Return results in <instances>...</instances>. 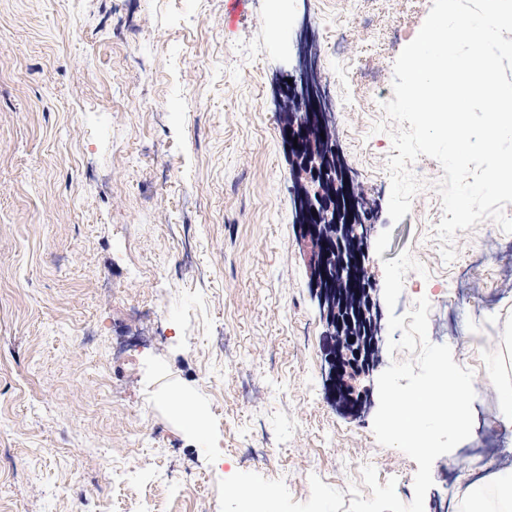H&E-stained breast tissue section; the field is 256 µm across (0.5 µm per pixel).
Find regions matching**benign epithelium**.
<instances>
[{
    "label": "benign epithelium",
    "mask_w": 512,
    "mask_h": 512,
    "mask_svg": "<svg viewBox=\"0 0 512 512\" xmlns=\"http://www.w3.org/2000/svg\"><path fill=\"white\" fill-rule=\"evenodd\" d=\"M302 78L294 89L302 111L288 115L286 139L298 169L296 178L306 185L295 197L301 239L310 249L316 297L330 326L354 339L353 366L358 374H368L378 365L380 326L371 314V298L364 288L369 260L368 228L359 223L353 178L328 146L327 137L319 145H303L314 125L327 132L331 114L314 72L312 47L302 43ZM328 377L341 384L344 365L334 352L327 360Z\"/></svg>",
    "instance_id": "benign-epithelium-1"
}]
</instances>
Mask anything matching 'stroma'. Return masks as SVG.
Listing matches in <instances>:
<instances>
[{
	"mask_svg": "<svg viewBox=\"0 0 512 512\" xmlns=\"http://www.w3.org/2000/svg\"><path fill=\"white\" fill-rule=\"evenodd\" d=\"M432 0H0V512H347L362 470L414 497L418 465L379 445L376 379L348 413L297 239L284 88L310 36L330 133L371 211L368 272L407 252L391 314L430 303L428 339L473 373L471 435L438 457L424 512L471 481L498 425L512 234L436 227L443 170L391 221L383 94ZM485 268L456 271L471 250ZM479 343H472L471 335ZM268 455L252 459L247 449ZM123 471L106 483L104 469ZM456 480H449V473Z\"/></svg>",
	"mask_w": 512,
	"mask_h": 512,
	"instance_id": "1",
	"label": "stroma"
}]
</instances>
